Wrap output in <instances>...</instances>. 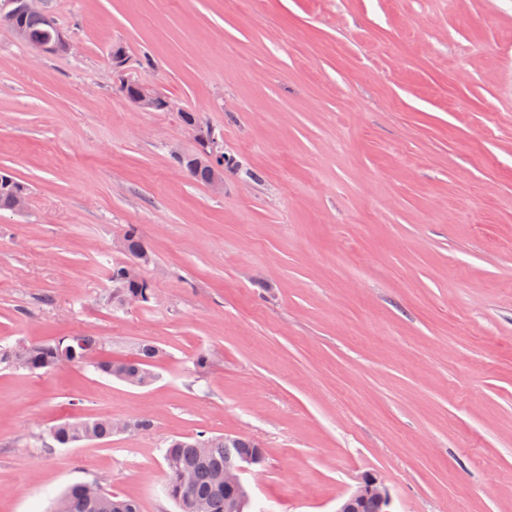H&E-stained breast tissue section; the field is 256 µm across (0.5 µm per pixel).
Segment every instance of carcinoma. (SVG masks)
<instances>
[{
  "label": "carcinoma",
  "instance_id": "cac0c4a2",
  "mask_svg": "<svg viewBox=\"0 0 512 512\" xmlns=\"http://www.w3.org/2000/svg\"><path fill=\"white\" fill-rule=\"evenodd\" d=\"M0 21L15 24L26 33L25 42L39 47L56 40L60 29L53 15L44 9L10 17L0 10ZM194 181L208 185L224 169L208 163L203 152L193 154L192 163L186 168ZM27 186L13 180L0 183V209H10L15 191ZM125 260L112 265L110 275L119 278L122 292L111 291L106 301L114 311L125 309L122 294L147 291L154 295V288H144V276L139 269L150 264L153 255L149 247L132 228L125 232ZM100 348V339L90 335L61 336L51 343L15 344L0 348V363L22 368L37 374L50 371L64 363H87ZM160 354V349L150 343L138 347L130 360L95 362V368L103 374L134 387H146L154 380L150 362ZM118 421L110 417L66 419L51 427L46 437L60 446H70L80 441H103L118 433ZM264 450L250 440L227 439L224 435L200 431L190 437L173 438L163 449L166 467L164 491L178 506L179 512H227V501L233 491L224 489V466L231 457ZM54 512H140L139 503L128 496L105 493L101 499L88 496L84 484H74L56 501Z\"/></svg>",
  "mask_w": 512,
  "mask_h": 512
}]
</instances>
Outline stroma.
Masks as SVG:
<instances>
[{
    "instance_id": "35a3bbf8",
    "label": "stroma",
    "mask_w": 512,
    "mask_h": 512,
    "mask_svg": "<svg viewBox=\"0 0 512 512\" xmlns=\"http://www.w3.org/2000/svg\"><path fill=\"white\" fill-rule=\"evenodd\" d=\"M73 49L0 24V345H157L136 388L83 364L0 365V512L99 482L177 512L162 450L256 442L255 512H335L366 474L393 512H512V0H45ZM128 76L174 100L147 112ZM196 113L230 162L180 170ZM154 254L144 307L104 301L114 247ZM208 353L198 372L195 358ZM149 417L50 445L67 418ZM201 141L203 144V152L210 158L211 161L215 162L217 151L220 149V143L218 139L212 135L203 134L201 135ZM203 152L199 150L198 152L192 154L193 158L191 159V161L194 162L190 163L187 166L185 172L195 182H198L203 185H210V187L214 190L223 189L224 178L216 176H224V161L225 164H228L229 159L224 158L223 151L221 168L218 169L204 159ZM12 178H13V181L10 182L9 178L3 177V182H6V183L10 182L7 185H5L3 183L1 184V181H0V209L1 210L2 209L10 210V206H11L12 211L21 213L26 208L28 194H26L25 192H19L14 197H13V194L15 193V191H17L19 189H24V190L29 191V188L24 183L18 181L14 177H12ZM12 197H13V200H12ZM11 202H12V204H11Z\"/></svg>"
}]
</instances>
